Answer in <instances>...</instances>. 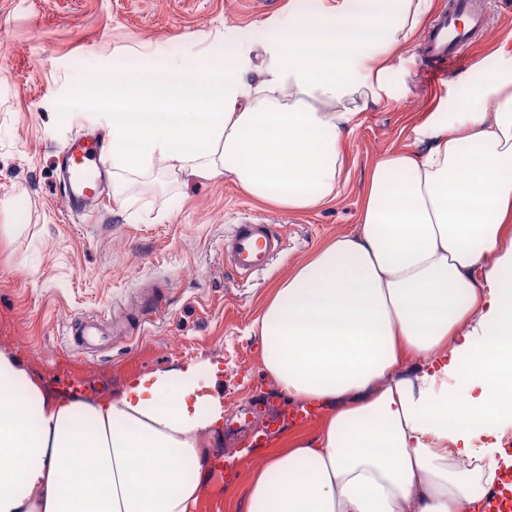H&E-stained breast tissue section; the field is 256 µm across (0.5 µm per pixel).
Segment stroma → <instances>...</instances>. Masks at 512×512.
Segmentation results:
<instances>
[{
    "mask_svg": "<svg viewBox=\"0 0 512 512\" xmlns=\"http://www.w3.org/2000/svg\"><path fill=\"white\" fill-rule=\"evenodd\" d=\"M295 2L316 11L334 0H0V345L17 349L57 397L72 381L100 396L189 358L218 363L224 422L210 452L236 467L229 476L210 471L196 512H248L251 468L286 436H313L325 415L317 409L258 443L236 426V413L275 386L250 334L264 302L295 265L355 231L381 154L411 144L413 126L433 109L452 110L493 68L494 50L512 42V12L486 0V32L442 85L423 77L417 44L401 51L396 99L357 117L340 193L318 210L288 212L226 180L161 173L134 178L119 194L105 187L84 216L69 212L56 172L68 141L97 134L104 162L112 160L109 127L79 95L85 85L111 75L122 57L221 62L225 27L253 31ZM247 220L274 225L284 249L266 270L241 276L224 262V240Z\"/></svg>",
    "mask_w": 512,
    "mask_h": 512,
    "instance_id": "stroma-1",
    "label": "stroma"
}]
</instances>
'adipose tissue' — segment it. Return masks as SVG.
I'll return each instance as SVG.
<instances>
[{"mask_svg":"<svg viewBox=\"0 0 512 512\" xmlns=\"http://www.w3.org/2000/svg\"><path fill=\"white\" fill-rule=\"evenodd\" d=\"M336 0L228 27L224 60L115 64L85 88L113 187L155 168L307 211L335 198L344 140L392 92L433 0ZM375 164L360 222L298 264L251 326L288 401L326 410L266 454L249 512H482L512 467V48L452 111ZM207 359L61 400L0 346V512H194L224 418Z\"/></svg>","mask_w":512,"mask_h":512,"instance_id":"obj_1","label":"adipose tissue"}]
</instances>
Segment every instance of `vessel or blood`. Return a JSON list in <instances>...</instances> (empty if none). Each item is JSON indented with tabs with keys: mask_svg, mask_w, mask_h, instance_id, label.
<instances>
[{
	"mask_svg": "<svg viewBox=\"0 0 512 512\" xmlns=\"http://www.w3.org/2000/svg\"><path fill=\"white\" fill-rule=\"evenodd\" d=\"M488 26L483 0H446L429 22L421 44V60L429 80L439 82L448 75L449 62L460 59ZM99 138L79 135L62 151L63 191L70 207L86 211L96 196L89 190L90 181L104 176ZM283 249V238L264 221L237 224L224 241V258L236 273L246 275L267 267ZM484 512H512V479H504L484 499Z\"/></svg>",
	"mask_w": 512,
	"mask_h": 512,
	"instance_id": "obj_1",
	"label": "vessel or blood"
}]
</instances>
